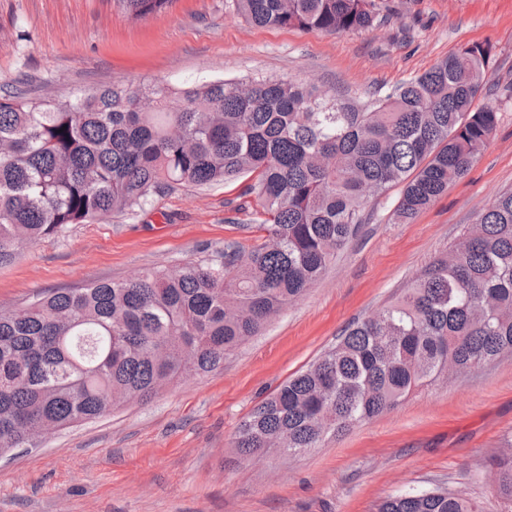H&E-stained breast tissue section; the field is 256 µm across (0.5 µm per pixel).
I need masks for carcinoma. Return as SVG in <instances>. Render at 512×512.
<instances>
[{
  "mask_svg": "<svg viewBox=\"0 0 512 512\" xmlns=\"http://www.w3.org/2000/svg\"><path fill=\"white\" fill-rule=\"evenodd\" d=\"M261 27L363 30L376 0H230ZM133 19L169 0H116ZM491 49L461 47L358 108L278 78L180 89L104 88L73 102L0 97V266L37 240L101 215L132 212L184 182L247 178L263 215L259 243L229 241L197 260L123 282L38 295L0 311V454L154 395L161 382L211 372L312 288L358 232L370 196L403 186L406 223L463 179L492 140L499 112L475 105ZM512 353V190L402 297L351 325L336 346L261 401L235 448L250 458L288 439L287 455L392 407L452 364ZM512 512V456L492 461ZM377 512H480L441 491L383 500Z\"/></svg>",
  "mask_w": 512,
  "mask_h": 512,
  "instance_id": "1",
  "label": "carcinoma"
}]
</instances>
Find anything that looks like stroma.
<instances>
[{
	"mask_svg": "<svg viewBox=\"0 0 512 512\" xmlns=\"http://www.w3.org/2000/svg\"><path fill=\"white\" fill-rule=\"evenodd\" d=\"M382 20L327 33L247 24L229 0H172L135 20L115 0H0V92L73 101L104 87L272 76L360 105L464 45L490 46L494 138L469 174L406 224L392 187L314 288L221 368L0 456V512H376L440 490L502 512L488 461L512 453V353L448 371L395 409L296 455L240 459L253 407L355 322L395 303L421 269L512 189V0H378ZM245 180L185 184L143 208L73 224L0 267V310L36 294L175 268L225 242L251 248Z\"/></svg>",
	"mask_w": 512,
	"mask_h": 512,
	"instance_id": "1",
	"label": "stroma"
}]
</instances>
